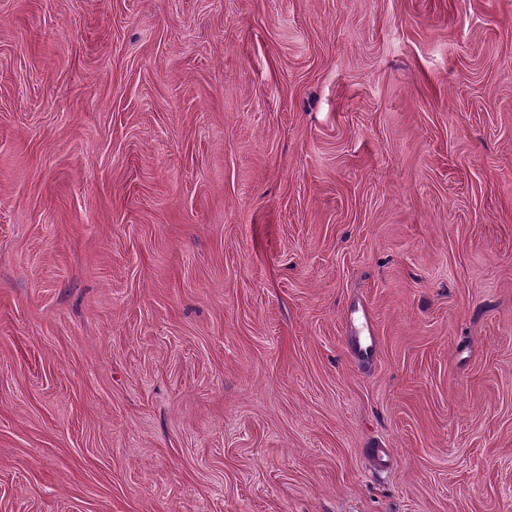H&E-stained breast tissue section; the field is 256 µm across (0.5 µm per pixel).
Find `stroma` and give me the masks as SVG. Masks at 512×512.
I'll use <instances>...</instances> for the list:
<instances>
[{"label": "stroma", "instance_id": "35a3bbf8", "mask_svg": "<svg viewBox=\"0 0 512 512\" xmlns=\"http://www.w3.org/2000/svg\"><path fill=\"white\" fill-rule=\"evenodd\" d=\"M0 512H512V0H0Z\"/></svg>", "mask_w": 512, "mask_h": 512}]
</instances>
